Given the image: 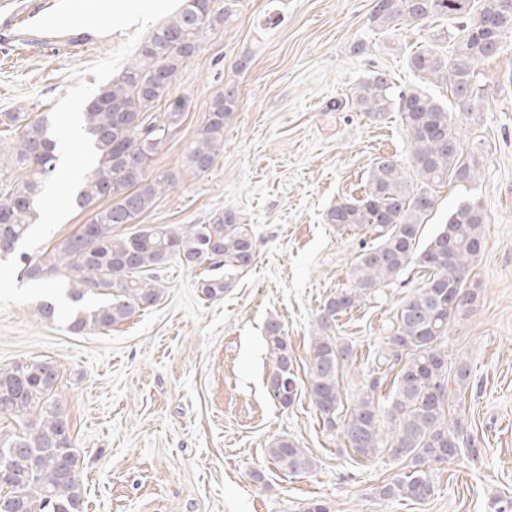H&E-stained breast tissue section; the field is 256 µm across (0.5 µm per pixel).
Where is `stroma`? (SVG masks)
<instances>
[{
    "mask_svg": "<svg viewBox=\"0 0 512 512\" xmlns=\"http://www.w3.org/2000/svg\"><path fill=\"white\" fill-rule=\"evenodd\" d=\"M53 0H0V113L49 115L65 95L69 71L119 47L122 32L85 41L82 32L46 35L23 24ZM376 0H224L223 26L174 78L171 98L185 115L150 170L175 183L143 216L146 224H208L233 210L256 244L255 264L223 298L204 299L202 267L173 260L160 273L163 297L106 331L75 334L66 313L40 318L41 290L29 287L20 259L0 261V367L49 361L59 371L56 398L81 458L87 512H304L319 501L331 512H512V36L481 62L483 93L475 119L460 118L465 152L480 158L468 188L436 187L423 235L431 237L463 197L488 216L472 270L480 297L450 322L449 363L463 360L470 385L462 395L478 459L459 455L432 472L421 502L383 500L379 486L410 471L380 450L352 452L342 432H327L304 392L316 318L324 300L347 287L366 232L327 223V211L364 193L380 157L409 166L399 113L373 118L348 99L382 73L394 90L423 87L447 100L406 60L429 46L447 47V18L381 29ZM238 92L224 125V149L205 172L191 169L193 146L214 97ZM410 265L376 298L341 316L337 337L352 355L339 376L346 415L360 393L404 299L426 283ZM288 338L299 392L288 406L267 391L273 357L266 326ZM295 439L315 466L301 475L268 456L278 438Z\"/></svg>",
    "mask_w": 512,
    "mask_h": 512,
    "instance_id": "35a3bbf8",
    "label": "stroma"
}]
</instances>
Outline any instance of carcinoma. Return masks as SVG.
I'll use <instances>...</instances> for the list:
<instances>
[{"label": "carcinoma", "instance_id": "obj_1", "mask_svg": "<svg viewBox=\"0 0 512 512\" xmlns=\"http://www.w3.org/2000/svg\"><path fill=\"white\" fill-rule=\"evenodd\" d=\"M220 0H183L178 11L138 47L117 76L98 86L83 111L85 130L93 138L97 163L75 195V205L92 213L90 222L50 252L33 260L21 257L32 279L44 280L68 306L69 329L76 334L105 331L157 304L163 288L153 279L173 258L186 265H206L210 275L197 281L203 298L217 299L230 287L231 276L249 269L255 242L246 225L225 210L211 224L184 228L168 224L136 226L138 219L173 184L171 173L148 172L153 157L171 140L184 116L182 99L169 100L170 85L183 65L203 46L204 34L224 24ZM465 18L449 37V51L422 48L408 58L417 76L450 86L445 104L418 86L394 92L384 74H375L353 92L351 104L375 118L398 112L411 150L412 172L389 157L377 160L365 194L332 207L330 224L367 230L376 243L362 248L349 272V286L329 295L318 318L307 365L306 392L323 424L337 426L341 403L339 374L350 351L336 339L338 316L396 281L416 263L432 274L402 303L389 329L386 349L365 380L341 431L360 456L378 453L381 425L378 393L386 371H395L386 415L391 421L390 454L406 460L412 473L380 486L383 500L423 501L433 492L431 470L461 453L480 455L479 443L464 436L465 419L454 415L462 401L448 394V350L443 346L448 322L467 305H449L463 294L470 302L478 285L470 277L482 246L488 217L478 202L463 200L422 251H416L422 225L434 210L433 187L452 180L459 186L476 179L480 164L464 153L456 115L471 118L480 88L476 68L502 51L512 35V0H377L372 22L393 28L397 22L422 23L429 18ZM166 111L158 112V104ZM237 105L229 88L213 98L187 162L207 171L224 149V125ZM14 127L12 157L23 177L0 200V238L12 244L39 219L36 199L42 184L57 169L59 149L43 118L25 120L18 112L3 114ZM142 160L130 168L129 154ZM109 201L108 206L100 203ZM224 269L223 275L215 271ZM266 342L275 359L268 385L270 397L287 406L286 394L297 392L288 340L281 325L266 327ZM58 379L49 361L0 368V416L21 417L25 435L0 433V512H84V489L70 424L55 399ZM294 384L290 389L287 384ZM268 455L282 469L301 474L314 458L293 438H279Z\"/></svg>", "mask_w": 512, "mask_h": 512}]
</instances>
